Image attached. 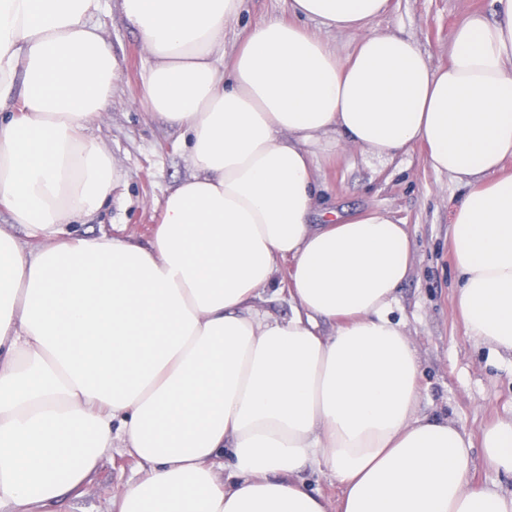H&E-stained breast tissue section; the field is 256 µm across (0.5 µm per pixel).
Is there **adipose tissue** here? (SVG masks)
Segmentation results:
<instances>
[{
    "mask_svg": "<svg viewBox=\"0 0 512 512\" xmlns=\"http://www.w3.org/2000/svg\"><path fill=\"white\" fill-rule=\"evenodd\" d=\"M119 2L150 59L141 104L182 131L190 166L145 245L72 227L115 175L90 132L117 79L100 0H0V205L25 230H0V512L80 496L116 442L141 476L112 512H512V489L468 480L476 443L512 474V419L475 438L418 413L391 318L406 225L323 207L312 177L425 146L469 188L457 319L512 357V0L467 13L443 67L375 29L388 0H289L229 59L244 0ZM312 21L365 36L344 55ZM285 261L292 314L261 316ZM310 466L335 474L336 506L300 479Z\"/></svg>",
    "mask_w": 512,
    "mask_h": 512,
    "instance_id": "adipose-tissue-1",
    "label": "adipose tissue"
}]
</instances>
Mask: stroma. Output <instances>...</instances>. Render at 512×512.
<instances>
[{
  "mask_svg": "<svg viewBox=\"0 0 512 512\" xmlns=\"http://www.w3.org/2000/svg\"><path fill=\"white\" fill-rule=\"evenodd\" d=\"M472 11L494 16V0H389L375 26L413 39L439 67L448 62L454 27ZM287 15L288 0H244L239 19L224 28L225 56H232L246 27ZM95 21L118 64L111 106L92 129L114 160L115 186L111 200L77 229L93 235L117 231L145 244L158 221V201L190 167L181 132L140 106L149 60L118 0H101ZM425 156L419 145L391 158L357 152L322 164L313 179L325 188V205L349 213L381 209L406 224L411 268L397 291L393 317L416 349L419 411L476 434L512 418V358L467 338L455 316L459 277L451 260V213L467 187L434 173ZM137 477L136 463L113 449L85 493L59 503L55 512H108L112 497Z\"/></svg>",
  "mask_w": 512,
  "mask_h": 512,
  "instance_id": "obj_1",
  "label": "stroma"
}]
</instances>
